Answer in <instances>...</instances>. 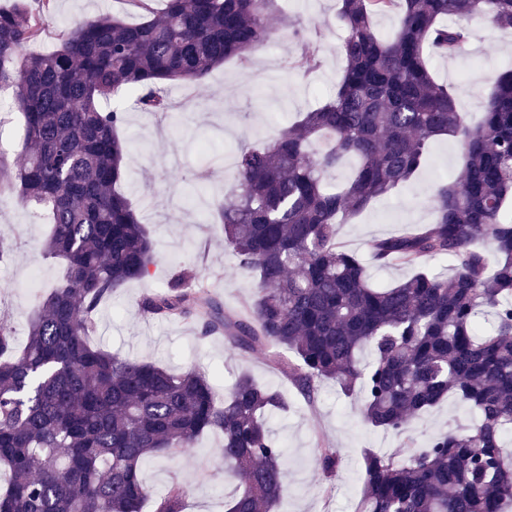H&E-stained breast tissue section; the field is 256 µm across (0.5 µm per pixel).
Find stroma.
Wrapping results in <instances>:
<instances>
[{
    "instance_id": "obj_1",
    "label": "stroma",
    "mask_w": 512,
    "mask_h": 512,
    "mask_svg": "<svg viewBox=\"0 0 512 512\" xmlns=\"http://www.w3.org/2000/svg\"><path fill=\"white\" fill-rule=\"evenodd\" d=\"M337 7V0H293L283 8L286 24L278 38L253 56L251 72L273 77L267 86L257 85L251 72H243L236 61L229 60L202 82L172 90V101L187 105L178 116L140 112L125 95L110 102L125 113L120 135L128 144L129 160L122 188L154 237L157 261L149 279L125 284L101 306L93 340L114 353L157 361L174 373L190 366L200 368L220 392L243 372L280 391L291 409L269 419L274 437L287 450L288 492L278 512H353L362 490L364 451L398 453L400 439L363 421L360 392L347 395L336 384L323 382L314 400H307L271 367L267 349L242 352L223 337H202L194 322L146 318L140 303L181 267L204 276L227 310L241 308L251 279L225 249L218 223L221 206L232 199L224 155L242 145L273 139L304 112L334 96L344 68L338 51L343 31L336 21ZM101 13L119 14L131 23L141 19L139 12L127 9L124 0H56L41 49L55 47L57 28ZM310 23L318 29L310 49L320 56L322 65L306 75L292 67L296 47L292 27ZM469 26L471 38L460 54L435 57L434 76L456 86L460 108L476 123L495 75L512 66V31L492 29L483 21H470ZM14 93L11 87L0 90V150L19 159L23 140L17 126L23 117L13 105ZM432 153V164L405 187L371 203L338 228V243L365 259L375 285L395 283L409 276L410 270L371 262L369 242L431 223L435 187L453 180L458 172L460 157L452 140L434 141ZM47 222L46 213L21 204L15 191L0 185V237L13 246L8 267L0 269V310L9 314L20 338L40 296L60 271L41 253ZM472 415L469 407L450 398L413 418L410 429L422 445L442 431L467 424ZM319 437L337 448L341 457L331 482L335 491L329 498L323 489L330 482L315 462ZM222 445L218 435H206L197 447L148 463L143 477L158 493L171 480L181 481L188 490L185 512H224V501L233 494L236 482L224 468L219 454Z\"/></svg>"
}]
</instances>
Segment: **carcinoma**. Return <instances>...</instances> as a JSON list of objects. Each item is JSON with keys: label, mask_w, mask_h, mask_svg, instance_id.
Returning <instances> with one entry per match:
<instances>
[{"label": "carcinoma", "mask_w": 512, "mask_h": 512, "mask_svg": "<svg viewBox=\"0 0 512 512\" xmlns=\"http://www.w3.org/2000/svg\"><path fill=\"white\" fill-rule=\"evenodd\" d=\"M53 0L0 7V87L16 88L25 126L21 162L0 152V179L44 209L43 256L63 275L28 319L23 348L0 313V512H184L178 481L157 495L144 465L214 432L238 482L225 512H277L288 487L285 449L268 418L282 394L239 376L219 397L196 368L172 374L89 342L102 302L145 278L154 243L119 189L127 146L123 112L102 103L122 91L167 112V89L199 82L225 61L247 70L278 36L275 0H126L145 18L102 14L37 51ZM401 15L394 37L376 19ZM477 18L512 30V0H339L345 60L336 95L272 142L235 155L234 199L221 212L224 246L253 278L246 315L233 316L200 277L179 271L141 302L146 318L192 320L234 348L268 346L271 366L307 399L315 383L363 391L362 417L402 441L401 455L368 451L356 512H512V68L493 82L485 111L467 123L435 55L452 57ZM321 58L303 48L293 68ZM439 136L455 138L458 177L435 189L430 224L370 242L380 265L409 267L396 284H371L362 259L336 242L338 219L410 182ZM354 161L345 184L327 176ZM496 254L494 270L479 246ZM434 260L451 272L433 273ZM368 351L371 359L363 360ZM454 396L475 413L465 428L418 445L408 418ZM337 449L318 443L327 480Z\"/></svg>", "instance_id": "1"}]
</instances>
